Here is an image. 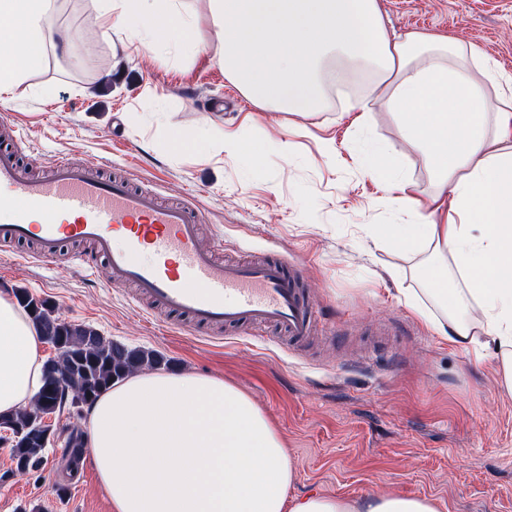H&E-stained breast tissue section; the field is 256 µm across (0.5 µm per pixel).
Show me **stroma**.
<instances>
[{
	"label": "stroma",
	"mask_w": 512,
	"mask_h": 512,
	"mask_svg": "<svg viewBox=\"0 0 512 512\" xmlns=\"http://www.w3.org/2000/svg\"><path fill=\"white\" fill-rule=\"evenodd\" d=\"M380 3L388 32L455 36L512 73V0ZM51 26L54 37L69 35L68 48L47 51L0 103V120L23 133L25 156L92 155L166 198L192 196L204 236L223 238L227 254L280 253L298 264L335 337L294 348L274 331L200 335L110 286L106 267L89 279L64 262L36 266L1 250L0 292L26 289L62 320L158 352L170 370L235 384L284 440L294 493L404 494L441 500L446 512H512V398L501 394L494 363L476 364L472 350L448 345L417 314L442 313L418 274L426 248L373 244L374 231L395 238L409 221L369 172L374 146L384 147L385 164L403 167L418 198L433 182L391 113L375 108L367 127L353 126L370 74L349 65L341 82L325 83L320 111L294 116L260 110L225 77L208 22L195 52L167 56L127 46L120 32L102 35L90 0H57ZM206 118L245 151L166 148L168 130L191 131ZM328 140L338 161L323 154ZM85 422L72 408L55 415L46 464L24 476L0 446V512H112L90 457L72 468L63 456Z\"/></svg>",
	"instance_id": "obj_1"
}]
</instances>
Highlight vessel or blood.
I'll return each mask as SVG.
<instances>
[{
	"mask_svg": "<svg viewBox=\"0 0 512 512\" xmlns=\"http://www.w3.org/2000/svg\"><path fill=\"white\" fill-rule=\"evenodd\" d=\"M20 144L0 146V242H35L34 262L56 263L69 241L92 245L76 265L95 275L105 262L111 285H134L167 313L192 325L274 328L295 344L323 329L300 286L302 270L286 256L219 259L223 240L205 244L201 214L191 198L165 203L154 188L105 176L92 156H60L47 175L26 172Z\"/></svg>",
	"mask_w": 512,
	"mask_h": 512,
	"instance_id": "b4317fda",
	"label": "vessel or blood"
}]
</instances>
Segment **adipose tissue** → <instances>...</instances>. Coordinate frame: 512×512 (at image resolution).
<instances>
[{
	"label": "adipose tissue",
	"instance_id": "ef3b65f1",
	"mask_svg": "<svg viewBox=\"0 0 512 512\" xmlns=\"http://www.w3.org/2000/svg\"><path fill=\"white\" fill-rule=\"evenodd\" d=\"M53 0H0V92L44 58ZM102 29L123 26L165 50L196 44L208 17L224 74L259 109L309 114L323 104L330 56L369 67L372 98L356 126L384 105L436 178L427 200L396 168L383 172L389 200L414 227L406 252L425 243L423 276L447 312L431 320L452 346L493 360L512 396V77L467 42L445 35L388 34L380 0H93ZM496 104L487 107V96ZM462 285L449 287V273ZM42 332L0 293V414L30 403L42 386ZM87 448L112 512H443L430 498L349 499L292 494L285 444L245 393L216 376L137 371L88 410Z\"/></svg>",
	"mask_w": 512,
	"mask_h": 512
}]
</instances>
